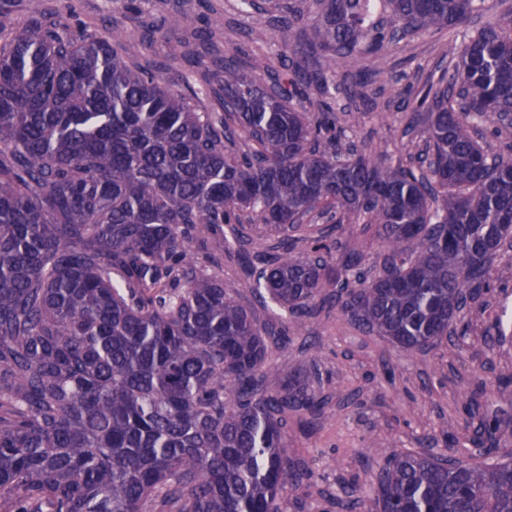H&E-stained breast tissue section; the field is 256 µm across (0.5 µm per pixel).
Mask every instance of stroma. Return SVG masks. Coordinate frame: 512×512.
Here are the masks:
<instances>
[{
	"instance_id": "stroma-1",
	"label": "stroma",
	"mask_w": 512,
	"mask_h": 512,
	"mask_svg": "<svg viewBox=\"0 0 512 512\" xmlns=\"http://www.w3.org/2000/svg\"><path fill=\"white\" fill-rule=\"evenodd\" d=\"M312 0H0V12L26 25L44 9L58 8L75 29L107 30L125 50L153 65L155 74L178 80L195 92L208 111L222 113L224 58H262L284 73L285 43L309 37L315 23ZM303 10L302 24L284 29L283 5ZM189 10L201 39L186 48L178 23ZM460 28H445L384 42L372 75L368 99L354 97L350 68L321 63L330 87L343 142L405 163L424 147L420 132L410 130V110L442 72L444 45H461ZM305 234L357 249L365 264L379 270L384 247L374 229L336 224L325 217ZM209 274L224 281L240 304L266 319L237 260L221 258ZM494 344H487V337ZM453 345L410 354L387 339L358 327L338 304L328 303L305 318L287 344L270 346L267 361L281 377L316 371L314 384L326 399L323 415L306 428L299 414L288 416V455L305 463L307 486L286 490L281 512H341L347 485L374 494L386 454L433 450L469 463L512 452V435L495 439L491 450L470 442L477 424L473 410L501 409L512 415V251L491 261L486 284L459 314ZM383 442L372 452L373 441Z\"/></svg>"
}]
</instances>
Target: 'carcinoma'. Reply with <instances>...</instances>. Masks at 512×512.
Returning a JSON list of instances; mask_svg holds the SVG:
<instances>
[{"instance_id": "obj_1", "label": "carcinoma", "mask_w": 512, "mask_h": 512, "mask_svg": "<svg viewBox=\"0 0 512 512\" xmlns=\"http://www.w3.org/2000/svg\"><path fill=\"white\" fill-rule=\"evenodd\" d=\"M315 39L292 52L352 66L386 33L367 0H316ZM403 33L455 27L483 0H381ZM224 58V116L119 54L106 31L48 9L0 13V512H279L303 482L286 414L315 413L310 378L266 367L273 328L240 305L190 243L258 213L281 235L247 272L292 318L324 288L409 353L448 339L460 301L512 238V156L476 129L512 115V17L466 34L413 113L425 148L402 165L340 146L333 107L311 121L294 92ZM376 227L382 272L288 232L312 215ZM512 431L494 413L475 442ZM348 512H512V460L472 465L392 453Z\"/></svg>"}]
</instances>
